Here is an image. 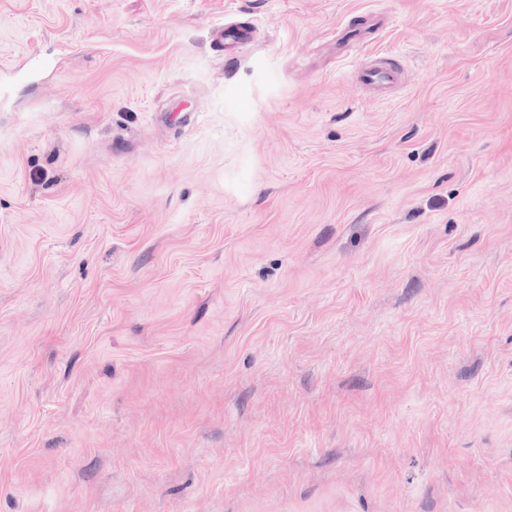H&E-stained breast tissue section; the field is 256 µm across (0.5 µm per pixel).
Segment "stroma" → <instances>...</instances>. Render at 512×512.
Here are the masks:
<instances>
[{
	"instance_id": "1",
	"label": "stroma",
	"mask_w": 512,
	"mask_h": 512,
	"mask_svg": "<svg viewBox=\"0 0 512 512\" xmlns=\"http://www.w3.org/2000/svg\"><path fill=\"white\" fill-rule=\"evenodd\" d=\"M0 84V512H512V0H0ZM372 58L371 64L358 69L356 78L361 86L385 98L401 82V72L389 55L375 54Z\"/></svg>"
}]
</instances>
